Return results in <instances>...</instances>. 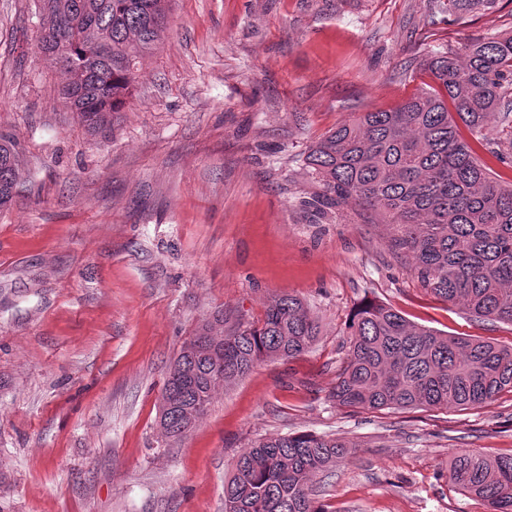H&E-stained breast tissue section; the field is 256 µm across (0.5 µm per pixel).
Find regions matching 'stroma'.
Returning a JSON list of instances; mask_svg holds the SVG:
<instances>
[{
	"instance_id": "35a3bbf8",
	"label": "stroma",
	"mask_w": 512,
	"mask_h": 512,
	"mask_svg": "<svg viewBox=\"0 0 512 512\" xmlns=\"http://www.w3.org/2000/svg\"><path fill=\"white\" fill-rule=\"evenodd\" d=\"M38 13L0 0V130L26 173L0 210V512H224L240 453L302 431L355 444L317 476L318 512H488L448 465L512 454V393L368 411L332 391L363 301L506 346L512 325L430 294L373 211L305 208L302 155L434 86L428 52L512 33V0L462 15L429 0H172L106 138L60 99ZM283 294L318 320L312 348L259 362L165 441L163 378L197 323L258 321Z\"/></svg>"
}]
</instances>
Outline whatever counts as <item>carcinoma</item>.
Listing matches in <instances>:
<instances>
[{"label": "carcinoma", "mask_w": 512, "mask_h": 512, "mask_svg": "<svg viewBox=\"0 0 512 512\" xmlns=\"http://www.w3.org/2000/svg\"><path fill=\"white\" fill-rule=\"evenodd\" d=\"M40 2L38 49L67 75L59 96L88 128L107 132L136 82L138 60L158 48L170 0ZM432 2L436 13H457L490 10L497 0ZM425 66L438 88L391 111L358 112L309 146L303 165L317 191L308 205L321 214L340 204L375 210L390 229L391 248L434 297L512 324V182L484 168L473 148L478 143L512 166V34L472 38L458 52L430 55ZM19 153V143L0 132V208L21 183ZM348 329L332 393L341 407L467 409L512 393V345L420 327L373 301L354 308ZM319 332L305 304L290 295L268 300L257 324L224 330L201 323L170 367L190 382L172 419L165 412L169 381L163 383L162 437L182 438L218 387L261 360L306 352ZM354 447L309 432L261 438L242 451L224 484V512H316L313 478ZM449 479L489 512H512V454L463 450Z\"/></svg>", "instance_id": "cac0c4a2"}]
</instances>
